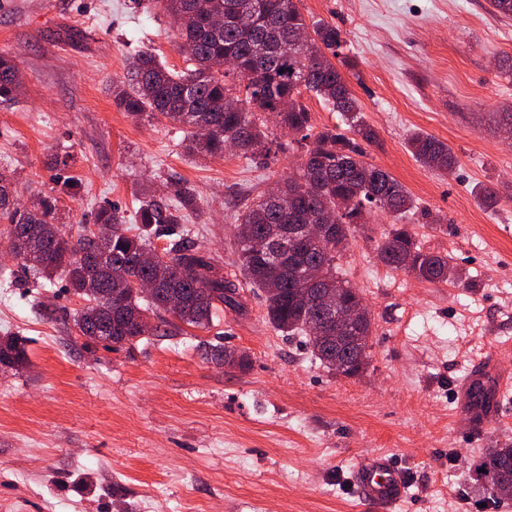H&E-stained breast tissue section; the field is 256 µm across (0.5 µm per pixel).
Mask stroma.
Here are the masks:
<instances>
[{"mask_svg": "<svg viewBox=\"0 0 512 512\" xmlns=\"http://www.w3.org/2000/svg\"><path fill=\"white\" fill-rule=\"evenodd\" d=\"M299 6L340 30L342 73L377 135L366 157L407 189L408 228L451 256L461 283L380 263L390 218L357 226L337 264L372 314V349L360 375L336 376L307 337L269 325L237 264V213L295 170L296 154L195 158L179 125L115 106L112 83L137 54L189 66L157 0H0V53L24 85L0 104V171L13 173L21 202L57 196L74 236L105 207L133 223L147 190L182 208L170 186L179 178L194 192L184 236L239 302L206 330L120 347L88 339L74 323L83 299L65 278L33 279L5 256L0 220V275H10L0 278V336L25 351L0 371V512H371L353 467L381 452L407 475L393 512H512L474 480L485 448L512 443V390L480 430L455 402L473 358L492 356L512 375V135L491 118L512 108V18L489 0ZM416 131L451 147V173L414 159ZM486 187L500 193L494 206L480 201ZM203 342L247 353L248 366L204 360Z\"/></svg>", "mask_w": 512, "mask_h": 512, "instance_id": "1", "label": "stroma"}]
</instances>
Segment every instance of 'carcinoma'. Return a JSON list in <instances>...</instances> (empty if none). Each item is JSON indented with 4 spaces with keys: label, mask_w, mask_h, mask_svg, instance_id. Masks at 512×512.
I'll list each match as a JSON object with an SVG mask.
<instances>
[{
    "label": "carcinoma",
    "mask_w": 512,
    "mask_h": 512,
    "mask_svg": "<svg viewBox=\"0 0 512 512\" xmlns=\"http://www.w3.org/2000/svg\"><path fill=\"white\" fill-rule=\"evenodd\" d=\"M179 24V39L193 46L194 68L174 73L143 52L129 65L130 84L112 83L117 107L132 116L159 114L187 132L185 149L203 157L224 156L225 144L237 141V154L245 158L267 156L281 148L268 139L265 123L257 113H273L289 128L300 132L299 163L280 183L279 192L288 205L259 197L236 215L235 244L239 265L249 282L264 293L271 327L283 334L310 337L315 359L334 371L336 358L363 371L369 361L372 336L371 314H365L350 335V342H321L312 326L326 321L321 308L302 301L308 284L296 279L290 268L307 263L317 271V287L341 288L345 302L364 304L363 298L336 266V252L351 231L368 223L372 214L385 212L393 226L385 235L378 258L384 265L407 271L430 283H456L459 277L448 254L424 250L401 220L414 209L403 185L385 170L365 161L357 139L339 127L316 132L304 94H313L333 106L350 131L365 141L375 133L364 127L361 108L338 68L344 39L340 30L325 23H308L299 0H157ZM231 60V70L217 69L219 60ZM339 63H334V60ZM17 65L0 54V103L14 100L22 92L15 80ZM228 98L240 108L226 107ZM412 155L422 165L443 173L452 172L456 159L451 148L437 138L416 132L408 139ZM17 189L10 176L0 172V218L14 230L8 248L23 254L40 251L34 264H25L33 276L52 280L62 275L75 295L86 301L76 313L79 332L92 340L115 346L132 345L141 337L169 325L162 314L171 312V294L179 293L183 308L174 316L184 325L207 330L219 310L218 304L239 306L235 286L217 273L211 258L174 236L173 225L183 215L170 209L155 195L141 200L136 228L125 224L116 211L102 208L96 223L112 227L107 239L89 236L82 228L72 237L57 224L58 199L38 198L31 211L15 206ZM328 224L331 234L323 244L288 243L280 265L252 253L259 241L269 252L280 245L269 239L277 224ZM167 234L169 247L145 265L140 256L150 251L151 236ZM160 281L158 291L143 298L137 284ZM155 316L160 324L145 328L141 322ZM24 351L18 340L0 341V360L16 364ZM475 481L499 501L512 500V445L487 449L475 466Z\"/></svg>",
    "instance_id": "carcinoma-1"
}]
</instances>
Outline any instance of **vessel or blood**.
<instances>
[{"mask_svg": "<svg viewBox=\"0 0 512 512\" xmlns=\"http://www.w3.org/2000/svg\"><path fill=\"white\" fill-rule=\"evenodd\" d=\"M508 381L496 370L491 358L473 364L457 384L458 408L484 426L499 415V393ZM354 480L362 500L374 512H391L404 496L407 479L393 457L379 455L359 460L353 470Z\"/></svg>", "mask_w": 512, "mask_h": 512, "instance_id": "b4317fda", "label": "vessel or blood"}]
</instances>
